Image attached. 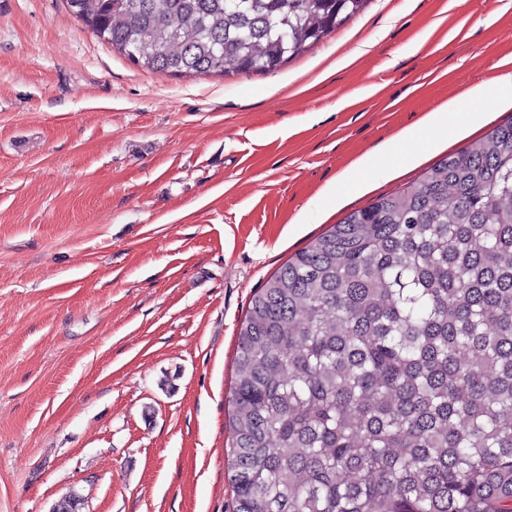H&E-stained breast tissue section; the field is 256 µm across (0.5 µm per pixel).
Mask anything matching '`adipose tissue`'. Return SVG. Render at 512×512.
Wrapping results in <instances>:
<instances>
[{"mask_svg": "<svg viewBox=\"0 0 512 512\" xmlns=\"http://www.w3.org/2000/svg\"><path fill=\"white\" fill-rule=\"evenodd\" d=\"M469 93L448 100L439 108L424 114L416 125L399 131L392 139L381 145L376 151L358 157L338 177L334 187L328 188L324 196L332 202H339L342 197L356 192L366 184L365 174L375 171L379 157L391 160L388 174H396L413 159L406 147L415 142H424L426 150L446 147L448 141L441 137V130L446 125H453L455 134L474 131L486 118L485 113L471 111L467 108Z\"/></svg>", "mask_w": 512, "mask_h": 512, "instance_id": "obj_1", "label": "adipose tissue"}]
</instances>
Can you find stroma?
Returning a JSON list of instances; mask_svg holds the SVG:
<instances>
[{"instance_id": "obj_1", "label": "stroma", "mask_w": 512, "mask_h": 512, "mask_svg": "<svg viewBox=\"0 0 512 512\" xmlns=\"http://www.w3.org/2000/svg\"><path fill=\"white\" fill-rule=\"evenodd\" d=\"M363 55H356L358 46ZM512 56V0H368L272 72L141 69L65 0H0V512H233L226 451L252 297L350 212L349 162Z\"/></svg>"}]
</instances>
